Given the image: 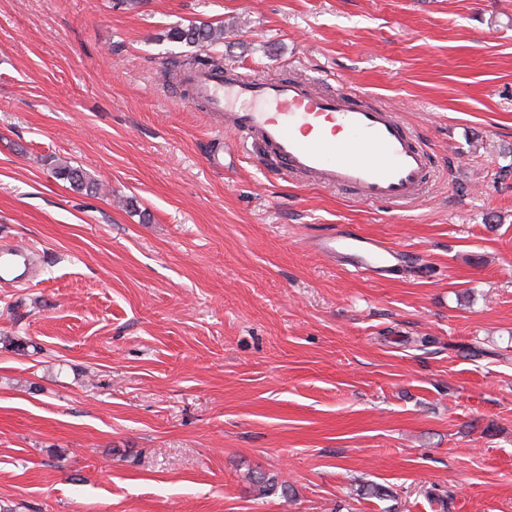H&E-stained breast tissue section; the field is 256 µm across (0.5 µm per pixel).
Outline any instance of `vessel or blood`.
I'll use <instances>...</instances> for the list:
<instances>
[{"label":"vessel or blood","mask_w":512,"mask_h":512,"mask_svg":"<svg viewBox=\"0 0 512 512\" xmlns=\"http://www.w3.org/2000/svg\"><path fill=\"white\" fill-rule=\"evenodd\" d=\"M193 101L224 115V127L257 142L282 171L346 189L369 202L415 200L427 184L430 153L397 114L362 104L339 87L326 93L295 80L245 78L235 71L191 76ZM314 249L339 266L382 278L398 266L384 241L356 233L316 239Z\"/></svg>","instance_id":"obj_1"}]
</instances>
